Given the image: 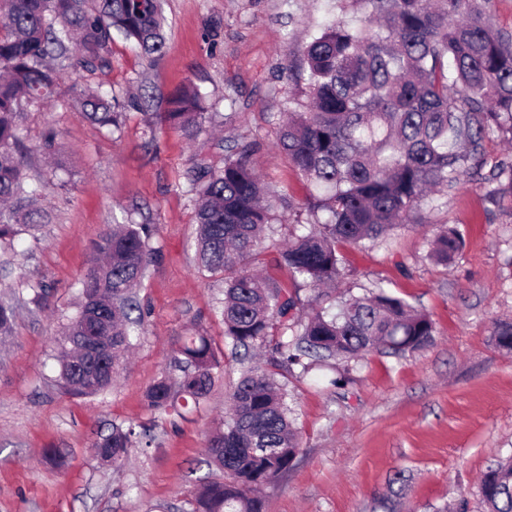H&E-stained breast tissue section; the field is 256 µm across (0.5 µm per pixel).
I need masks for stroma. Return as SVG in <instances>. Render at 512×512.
Here are the masks:
<instances>
[{
    "mask_svg": "<svg viewBox=\"0 0 512 512\" xmlns=\"http://www.w3.org/2000/svg\"><path fill=\"white\" fill-rule=\"evenodd\" d=\"M340 0H163L166 45L158 60L115 38L108 66L64 71L51 102L29 109L27 171L47 181L36 150L54 127L75 175L49 185L53 216L37 238L16 239L15 272L0 294L27 297L49 286L40 309L22 305L14 333L0 341V512H192L200 486L218 478L204 433L224 413L243 366L224 355L215 385L197 411L177 422L151 419L145 394L161 376L179 336L200 327L224 340L219 278L198 265L194 196L186 179L196 163H219L220 138L257 141L251 157L276 192L304 203L305 180L276 142L282 112L304 100V61L296 46ZM205 94L214 135L189 140L149 133L129 108L111 134L73 106L86 87L118 97L166 94L185 83ZM487 183L463 182L447 197L426 198L424 225L398 229L373 248L342 246L344 292L382 284L427 312L430 345L405 357L365 354L348 365V383L321 382L320 369L288 376L302 433L288 474L264 491L265 512H384L397 472L406 482L397 512H433L467 500L484 512L481 476L512 455V352L496 348L495 321H512V196L495 201ZM148 224L158 257L136 291L143 335L111 388L95 396L63 393L53 340L75 314L92 241L116 223ZM458 226L464 245L448 264L429 257L442 226ZM152 423L150 447H134L120 468L92 444L112 424ZM65 452L54 467L42 451Z\"/></svg>",
    "mask_w": 512,
    "mask_h": 512,
    "instance_id": "1",
    "label": "stroma"
}]
</instances>
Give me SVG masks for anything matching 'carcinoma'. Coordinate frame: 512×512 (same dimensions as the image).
I'll return each instance as SVG.
<instances>
[{"instance_id":"obj_1","label":"carcinoma","mask_w":512,"mask_h":512,"mask_svg":"<svg viewBox=\"0 0 512 512\" xmlns=\"http://www.w3.org/2000/svg\"><path fill=\"white\" fill-rule=\"evenodd\" d=\"M364 14L352 23L323 24L306 35L308 101L283 113L278 147L311 187L308 231L264 260L263 242L295 208L270 194L256 173L253 143L228 148L220 167L187 171L195 195L202 267L224 280L220 314L224 339L249 355L229 393V416L205 435L209 458L223 479L205 484L195 512H263L260 490L277 483L300 449L286 378L314 358L354 360L369 351L402 356L427 346L435 333L428 314L377 285L340 299L341 245L371 246L410 224L422 201L446 195L462 178L496 182L512 194V161L482 174L485 146L495 135L512 143V32L492 23L491 0H353ZM162 0H0V269L12 264L14 241L35 236L50 213L37 207L42 184H31L21 154L26 111L52 97L64 69L109 63L113 32L153 56L164 45ZM77 105L100 127L119 126L120 102L109 92L83 90ZM147 111L148 129L193 139L210 121L194 87ZM37 150L64 169L65 150L52 127ZM146 224H114L92 242L81 303L54 340L62 389L91 396L112 386L113 371L140 338L130 317L134 291L157 252ZM463 233L444 227L430 258L446 263ZM267 263L285 283L254 267ZM318 307L302 312L301 288ZM17 304L0 299V337L13 334ZM512 351V323L493 332ZM224 349L200 330L180 337L168 368L147 390L148 409L185 417L207 398ZM134 431L112 424L93 443L97 457L120 463ZM487 512H512V456L498 460L479 483Z\"/></svg>"}]
</instances>
